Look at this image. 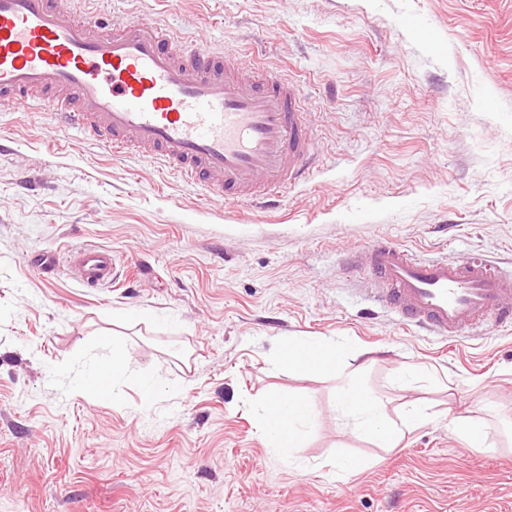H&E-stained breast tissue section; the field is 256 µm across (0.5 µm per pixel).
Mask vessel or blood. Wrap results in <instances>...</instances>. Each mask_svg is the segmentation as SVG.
<instances>
[{"instance_id": "obj_1", "label": "vessel or blood", "mask_w": 512, "mask_h": 512, "mask_svg": "<svg viewBox=\"0 0 512 512\" xmlns=\"http://www.w3.org/2000/svg\"><path fill=\"white\" fill-rule=\"evenodd\" d=\"M0 98L54 113L112 155L149 153L227 203L278 202L314 169L296 83L141 16L104 31L63 0H0ZM365 252L378 304L403 324L443 337L512 326V274L489 261L423 258L382 237ZM68 263L86 288L116 268L98 247Z\"/></svg>"}]
</instances>
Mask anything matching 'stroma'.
<instances>
[{
  "label": "stroma",
  "instance_id": "1",
  "mask_svg": "<svg viewBox=\"0 0 512 512\" xmlns=\"http://www.w3.org/2000/svg\"><path fill=\"white\" fill-rule=\"evenodd\" d=\"M82 7L111 29L147 17L296 82L316 162L263 213L0 103V512H512V328L416 333L372 302L358 259L385 236L512 268V0ZM87 246L137 264L138 279L89 290L29 264ZM291 336L373 351L361 380L390 415L419 403L435 420L396 448L353 435L336 377L272 370ZM116 344L130 361L115 403L78 384ZM409 366L422 374L397 383ZM271 394L314 405L289 461L256 427ZM454 417L486 422V447H467ZM343 455L364 469L329 474Z\"/></svg>",
  "mask_w": 512,
  "mask_h": 512
}]
</instances>
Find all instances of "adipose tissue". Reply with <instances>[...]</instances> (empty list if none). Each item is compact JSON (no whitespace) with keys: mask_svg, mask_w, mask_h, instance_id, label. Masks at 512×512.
Instances as JSON below:
<instances>
[{"mask_svg":"<svg viewBox=\"0 0 512 512\" xmlns=\"http://www.w3.org/2000/svg\"><path fill=\"white\" fill-rule=\"evenodd\" d=\"M350 350L349 343L333 338L294 337L283 345L271 365L277 370L289 369L305 375H333ZM127 368V353L121 346H113L111 357L97 362L82 374L80 387L99 395L113 394ZM336 413L353 433L380 448L398 447L405 429L430 419L425 408L413 405L404 411L400 421H393L385 402L352 377L342 382L336 398ZM312 416L313 406L307 397L268 398L262 403L258 418L266 447L284 459H291L292 450L304 439Z\"/></svg>","mask_w":512,"mask_h":512,"instance_id":"ef3b65f1","label":"adipose tissue"}]
</instances>
